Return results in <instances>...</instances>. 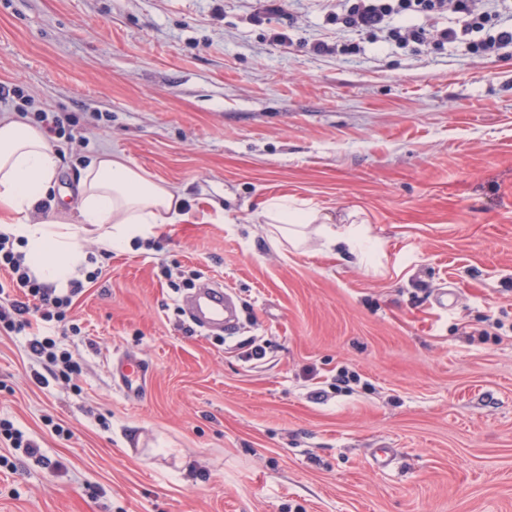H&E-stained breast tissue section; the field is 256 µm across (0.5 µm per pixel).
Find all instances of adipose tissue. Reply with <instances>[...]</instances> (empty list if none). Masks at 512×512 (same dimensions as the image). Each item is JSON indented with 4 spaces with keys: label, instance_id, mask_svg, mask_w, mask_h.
Here are the masks:
<instances>
[{
    "label": "adipose tissue",
    "instance_id": "1",
    "mask_svg": "<svg viewBox=\"0 0 512 512\" xmlns=\"http://www.w3.org/2000/svg\"><path fill=\"white\" fill-rule=\"evenodd\" d=\"M58 176L59 157L46 136L29 123L0 115V233L14 239L40 282L57 289L68 288L86 264L82 226L95 228L106 249L121 250L164 225L191 218L174 186L148 178L123 157L102 153L81 172L77 225L38 219ZM263 217L289 242H301L304 227L315 224L329 252L366 258V225L335 224L320 212L280 201L272 202Z\"/></svg>",
    "mask_w": 512,
    "mask_h": 512
}]
</instances>
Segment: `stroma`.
Returning <instances> with one entry per match:
<instances>
[{"label":"stroma","mask_w":512,"mask_h":512,"mask_svg":"<svg viewBox=\"0 0 512 512\" xmlns=\"http://www.w3.org/2000/svg\"><path fill=\"white\" fill-rule=\"evenodd\" d=\"M265 8L0 0V113L77 121L50 138L56 192L109 152L192 214L124 250L85 234L77 382L38 384L0 332V419L48 460L0 435V512H512V52L340 32L334 0ZM274 199L367 224V262L272 240ZM206 283L232 291L235 334L191 322ZM119 387L128 398L140 395L146 380V372L142 366L133 359H124L118 370ZM0 435H5L7 440L13 441L14 448L21 449L26 457L47 465L48 462L45 460L39 444L33 439L26 438L24 433L15 428L10 421H0Z\"/></svg>","instance_id":"35a3bbf8"}]
</instances>
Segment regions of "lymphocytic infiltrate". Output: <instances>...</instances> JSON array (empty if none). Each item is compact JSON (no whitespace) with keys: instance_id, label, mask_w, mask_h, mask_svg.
I'll list each match as a JSON object with an SVG mask.
<instances>
[{"instance_id":"lymphocytic-infiltrate-1","label":"lymphocytic infiltrate","mask_w":512,"mask_h":512,"mask_svg":"<svg viewBox=\"0 0 512 512\" xmlns=\"http://www.w3.org/2000/svg\"><path fill=\"white\" fill-rule=\"evenodd\" d=\"M499 0H340L337 23L360 33L386 41L421 45L468 40L472 53L496 56L512 48V29H499L493 15ZM451 12L459 26L430 32L409 24L411 16ZM0 270L7 272V282H0V331L27 337L34 359L45 368L39 383L48 378L67 381L77 378L82 366L76 355L63 346L64 338L79 335L81 329L68 320L74 297L82 290L81 281H71L69 288L56 291L39 282L30 272L24 256L9 236L0 235ZM50 326L48 336L32 334L34 322Z\"/></svg>"}]
</instances>
